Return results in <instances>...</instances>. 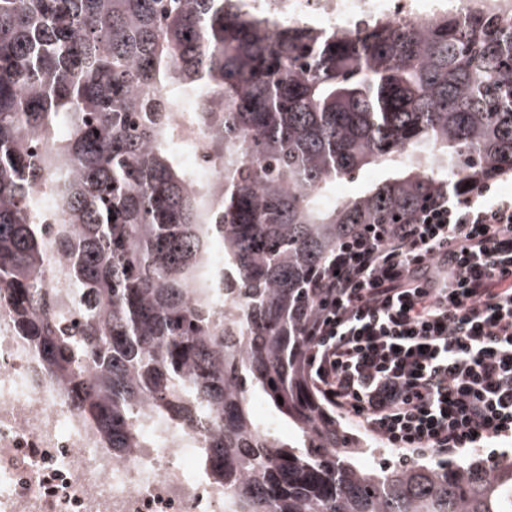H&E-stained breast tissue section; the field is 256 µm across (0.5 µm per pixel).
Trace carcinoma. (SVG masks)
Returning <instances> with one entry per match:
<instances>
[{"label": "carcinoma", "mask_w": 512, "mask_h": 512, "mask_svg": "<svg viewBox=\"0 0 512 512\" xmlns=\"http://www.w3.org/2000/svg\"><path fill=\"white\" fill-rule=\"evenodd\" d=\"M203 131L206 179L180 158ZM415 152L438 173L332 197ZM509 167L512 19L494 10L350 33L244 0H0L11 332L112 454L195 433L224 512H512V456L361 464L305 370L313 284L350 234ZM385 174L386 169L382 166L369 167L362 173L358 181L354 183L342 182L336 184V197H353L355 194L364 191L371 184L382 179Z\"/></svg>", "instance_id": "cac0c4a2"}]
</instances>
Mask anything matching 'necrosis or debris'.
<instances>
[{
	"label": "necrosis or debris",
	"instance_id": "necrosis-or-debris-1",
	"mask_svg": "<svg viewBox=\"0 0 512 512\" xmlns=\"http://www.w3.org/2000/svg\"><path fill=\"white\" fill-rule=\"evenodd\" d=\"M495 0H269L292 21L352 23L379 16L429 23ZM35 356L0 306V512H224V492L198 474L192 441L113 455L54 383L34 382Z\"/></svg>",
	"mask_w": 512,
	"mask_h": 512
}]
</instances>
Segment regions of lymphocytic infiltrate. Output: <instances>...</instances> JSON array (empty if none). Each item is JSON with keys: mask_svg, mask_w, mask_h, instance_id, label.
Returning <instances> with one entry per match:
<instances>
[{"mask_svg": "<svg viewBox=\"0 0 512 512\" xmlns=\"http://www.w3.org/2000/svg\"><path fill=\"white\" fill-rule=\"evenodd\" d=\"M306 358L321 399L405 457L512 441V197L481 182L337 250Z\"/></svg>", "mask_w": 512, "mask_h": 512, "instance_id": "1", "label": "lymphocytic infiltrate"}]
</instances>
